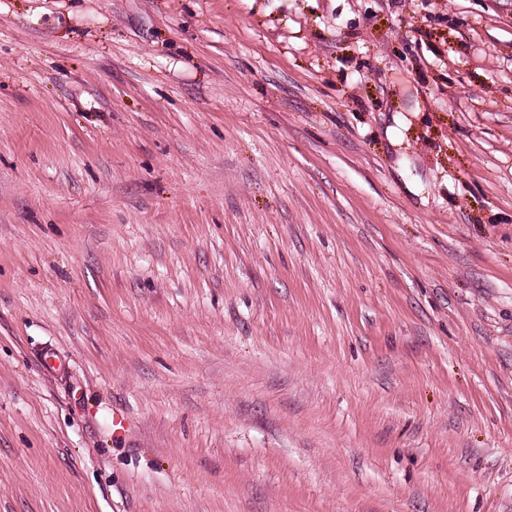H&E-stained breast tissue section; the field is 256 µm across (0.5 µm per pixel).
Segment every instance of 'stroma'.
<instances>
[{
	"label": "stroma",
	"mask_w": 512,
	"mask_h": 512,
	"mask_svg": "<svg viewBox=\"0 0 512 512\" xmlns=\"http://www.w3.org/2000/svg\"><path fill=\"white\" fill-rule=\"evenodd\" d=\"M0 512H512V0H0Z\"/></svg>",
	"instance_id": "obj_1"
}]
</instances>
